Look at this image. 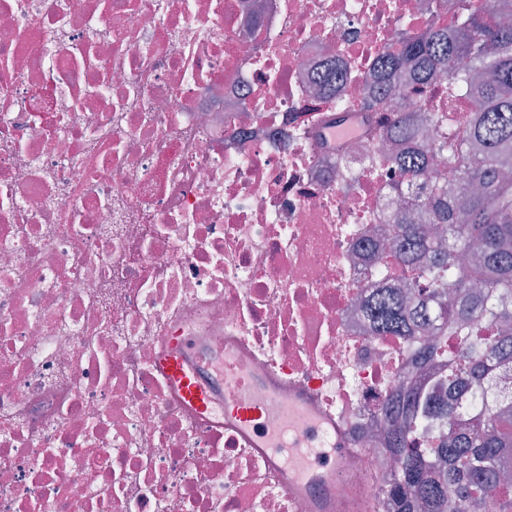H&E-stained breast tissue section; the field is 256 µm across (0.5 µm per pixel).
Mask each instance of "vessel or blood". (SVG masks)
Instances as JSON below:
<instances>
[{
    "label": "vessel or blood",
    "mask_w": 512,
    "mask_h": 512,
    "mask_svg": "<svg viewBox=\"0 0 512 512\" xmlns=\"http://www.w3.org/2000/svg\"><path fill=\"white\" fill-rule=\"evenodd\" d=\"M205 352L197 325L176 323L159 338L155 366L201 420L235 432L268 459L298 512H336L338 486L367 482L366 474L345 469L352 445L308 388L241 371L236 346H225L214 360Z\"/></svg>",
    "instance_id": "b4317fda"
}]
</instances>
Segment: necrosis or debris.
Masks as SVG:
<instances>
[{"label":"necrosis or debris","mask_w":512,"mask_h":512,"mask_svg":"<svg viewBox=\"0 0 512 512\" xmlns=\"http://www.w3.org/2000/svg\"><path fill=\"white\" fill-rule=\"evenodd\" d=\"M439 0H0V512H294L261 454L205 429L155 368L211 355L312 387L376 512H400L388 398L444 336H378L403 175L327 121ZM336 92L311 85L327 68Z\"/></svg>","instance_id":"4bbe7bcc"}]
</instances>
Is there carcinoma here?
<instances>
[{
    "instance_id": "obj_1",
    "label": "carcinoma",
    "mask_w": 512,
    "mask_h": 512,
    "mask_svg": "<svg viewBox=\"0 0 512 512\" xmlns=\"http://www.w3.org/2000/svg\"><path fill=\"white\" fill-rule=\"evenodd\" d=\"M469 10L463 30L449 35L438 26L422 34L405 33L382 59L362 100L375 110L382 98L397 94L402 77L425 81L432 72L448 74V90L461 87L473 97L474 116L466 138L442 147L440 158L452 168L461 190L433 180L435 158L418 151L416 142L429 133L427 124L399 112L385 127L393 143L389 159L407 182L395 188L413 199L411 207L446 231V238L428 237L422 225L405 217L402 234L388 251L389 263L415 266L435 284L431 292L413 295L394 283L376 289L366 304L367 325L376 335L416 336L434 327L456 337L448 356V375L440 384L461 394L473 384L486 386L485 411L457 420L455 408L441 404L440 390L411 379L388 407L399 429L389 447L398 464L390 485L413 499L414 512H448L451 494H464L478 512L485 499L490 512H512V485L501 482L505 451L512 452V401L503 402L495 389L499 370L512 368V178L503 174L512 161V0H486ZM455 288V298L443 286ZM487 315L497 334L481 335L473 317ZM452 420L433 454L448 466L431 467L427 451L410 437L426 418Z\"/></svg>"
}]
</instances>
